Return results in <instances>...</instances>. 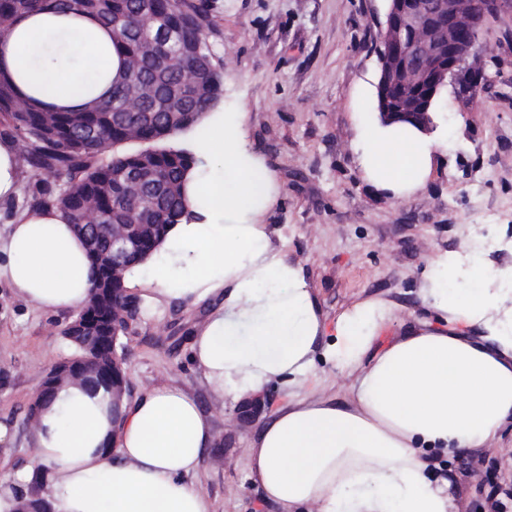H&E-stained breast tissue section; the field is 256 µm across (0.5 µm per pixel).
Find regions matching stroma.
Returning a JSON list of instances; mask_svg holds the SVG:
<instances>
[{"mask_svg":"<svg viewBox=\"0 0 512 512\" xmlns=\"http://www.w3.org/2000/svg\"><path fill=\"white\" fill-rule=\"evenodd\" d=\"M208 44L223 78L218 109L241 114L248 152L274 178L275 199L253 215L275 245L298 263L327 325L355 302L383 298L394 305L390 334L436 322L420 288L440 253L467 248L471 230L512 240V11L500 14L478 49L489 76L475 103L447 84L437 123L448 137L417 191L397 197L368 181L357 140L374 116L379 64L371 46L387 0H209ZM18 191L0 199V232L36 197L59 182L18 169ZM210 303L170 301L143 310L119 339L127 354L130 391L162 384L185 388L211 416L217 445L193 483L216 512H276L248 480L246 462L258 423L237 428L240 406L219 396L191 360L189 338ZM72 311L45 312L0 281V366L10 374L0 388V422L13 432L7 467H34L31 432L21 424L46 373L70 358L60 334ZM444 467L456 477L461 512H486L512 487V431L499 447Z\"/></svg>","mask_w":512,"mask_h":512,"instance_id":"stroma-1","label":"stroma"}]
</instances>
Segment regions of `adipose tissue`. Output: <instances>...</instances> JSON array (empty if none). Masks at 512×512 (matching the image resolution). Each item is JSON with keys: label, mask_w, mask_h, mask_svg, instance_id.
Wrapping results in <instances>:
<instances>
[{"label": "adipose tissue", "mask_w": 512, "mask_h": 512, "mask_svg": "<svg viewBox=\"0 0 512 512\" xmlns=\"http://www.w3.org/2000/svg\"><path fill=\"white\" fill-rule=\"evenodd\" d=\"M119 66L112 33L66 9L22 15L0 32V73L21 99L79 109L106 95ZM237 121L201 119L188 208L147 263L127 279L170 299L222 298L191 338L193 362L221 393L249 400L273 384L288 398L249 444L248 477L281 512H456L457 487L431 460L498 444L512 428V269L445 252L431 264L421 322L383 338V299L356 302L326 323L301 268L249 214L271 197V177L246 153ZM442 145L406 125L372 123L360 166L375 184L418 189ZM46 312L86 300L91 262L82 238L54 208L23 213L0 235V280ZM347 379L343 395L318 388L317 361ZM215 443L209 416L186 390L157 386L124 398L112 417L102 397L60 388L42 410L31 449L39 469H0V512L44 478L52 512H214L190 480Z\"/></svg>", "instance_id": "adipose-tissue-1"}]
</instances>
